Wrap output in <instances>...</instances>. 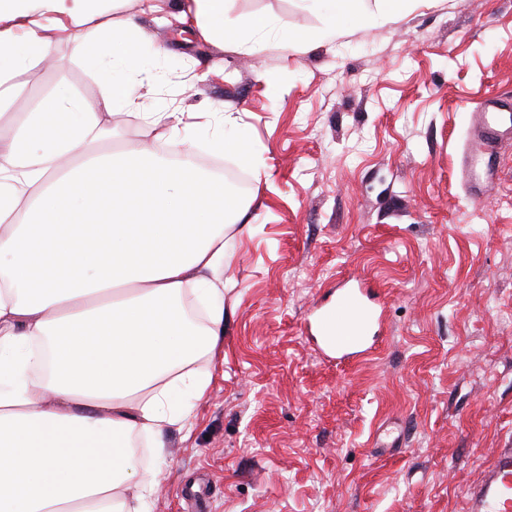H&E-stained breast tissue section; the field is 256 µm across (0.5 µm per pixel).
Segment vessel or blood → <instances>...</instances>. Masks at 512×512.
Segmentation results:
<instances>
[{
  "mask_svg": "<svg viewBox=\"0 0 512 512\" xmlns=\"http://www.w3.org/2000/svg\"><path fill=\"white\" fill-rule=\"evenodd\" d=\"M479 130L477 142L465 152L461 177L474 202H482L494 175L495 148L512 138V101L491 96L472 112ZM375 298L368 288H340L335 305L313 321L317 347L340 359H352L372 349L369 331ZM462 512H512V448H504L487 464L480 483L467 490Z\"/></svg>",
  "mask_w": 512,
  "mask_h": 512,
  "instance_id": "1",
  "label": "vessel or blood"
}]
</instances>
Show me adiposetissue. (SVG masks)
<instances>
[{
  "label": "adipose tissue",
  "instance_id": "ef3b65f1",
  "mask_svg": "<svg viewBox=\"0 0 512 512\" xmlns=\"http://www.w3.org/2000/svg\"><path fill=\"white\" fill-rule=\"evenodd\" d=\"M120 2L0 0V119L19 94L16 76L89 29L86 58L109 89L93 103L49 93L0 136V512H149L158 471L141 466L133 443L147 439L163 459L166 429L192 428L191 402L212 379L193 364L219 346L227 236L248 201H226L220 218L191 207L223 195L224 180L198 165L175 112L146 113L156 150L72 162L101 112L139 109L156 82L137 49L143 31L113 17ZM303 2L324 26L313 37L281 30L296 49L340 37L342 16L387 20L410 0ZM184 13L203 38L250 39L224 0H185ZM49 112L68 116L71 137L46 126ZM191 224L200 231L189 238ZM65 235L78 276L33 282L31 268ZM60 336L70 353L47 367Z\"/></svg>",
  "mask_w": 512,
  "mask_h": 512
}]
</instances>
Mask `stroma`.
<instances>
[{
	"label": "stroma",
	"mask_w": 512,
	"mask_h": 512,
	"mask_svg": "<svg viewBox=\"0 0 512 512\" xmlns=\"http://www.w3.org/2000/svg\"><path fill=\"white\" fill-rule=\"evenodd\" d=\"M183 0L122 16L144 31L157 77L145 112H179L201 158L234 167L256 202L227 250L224 339L196 361L213 379L193 429L169 428L151 512H459L512 446V140L484 205L458 177L488 96L512 97V0H416L389 22L298 52L256 33L202 39ZM230 19L300 34L322 21L301 0H228ZM19 77L17 111L64 87L104 88L82 42ZM223 105L254 158L211 155L199 115ZM102 151L151 145L142 120L104 117ZM361 280L379 294L375 351L319 357L312 310ZM405 430L402 449L377 448Z\"/></svg>",
	"instance_id": "1"
}]
</instances>
